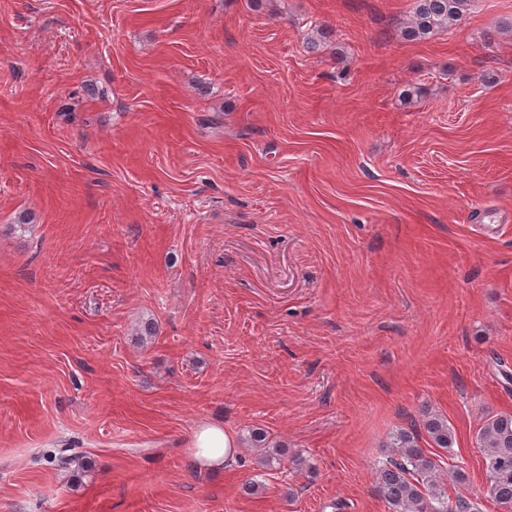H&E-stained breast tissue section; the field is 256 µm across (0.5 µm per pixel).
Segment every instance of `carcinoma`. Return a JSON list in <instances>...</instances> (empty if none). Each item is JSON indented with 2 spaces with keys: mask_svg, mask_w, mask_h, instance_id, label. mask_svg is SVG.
Listing matches in <instances>:
<instances>
[{
  "mask_svg": "<svg viewBox=\"0 0 512 512\" xmlns=\"http://www.w3.org/2000/svg\"><path fill=\"white\" fill-rule=\"evenodd\" d=\"M472 0H415L410 21L403 30L409 41L429 37L458 24ZM422 427L432 443L451 452L453 434L448 420L431 413L423 414ZM417 427L399 429L389 437V452L374 464L376 488L389 512H481L476 499L460 493L448 495L449 474L463 479L458 466L443 467L419 446ZM246 448L259 453L262 466L280 460L283 448L269 442L267 432L252 428L240 439ZM477 445L484 451L488 497L503 506H512V415L488 418L476 435Z\"/></svg>",
  "mask_w": 512,
  "mask_h": 512,
  "instance_id": "1",
  "label": "carcinoma"
}]
</instances>
